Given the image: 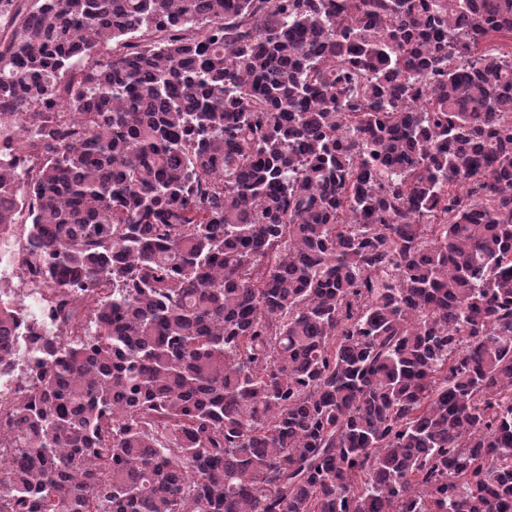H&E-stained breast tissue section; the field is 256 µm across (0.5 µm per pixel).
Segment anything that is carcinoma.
Segmentation results:
<instances>
[{
    "instance_id": "cac0c4a2",
    "label": "carcinoma",
    "mask_w": 512,
    "mask_h": 512,
    "mask_svg": "<svg viewBox=\"0 0 512 512\" xmlns=\"http://www.w3.org/2000/svg\"><path fill=\"white\" fill-rule=\"evenodd\" d=\"M495 38L512 0H0L55 332L0 512H512ZM29 329L0 299V366Z\"/></svg>"
}]
</instances>
